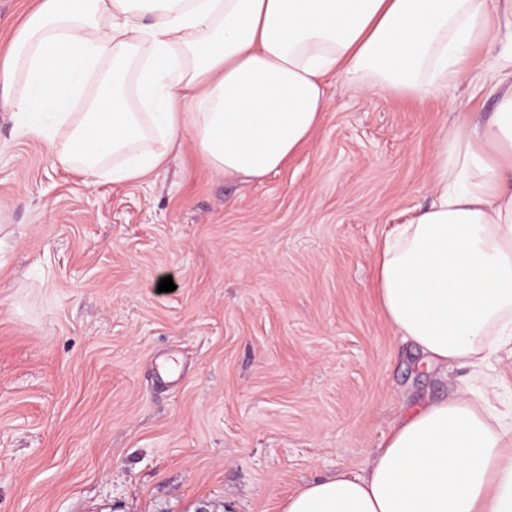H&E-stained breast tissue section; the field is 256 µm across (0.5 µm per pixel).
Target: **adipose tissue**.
<instances>
[{"label": "adipose tissue", "instance_id": "1", "mask_svg": "<svg viewBox=\"0 0 512 512\" xmlns=\"http://www.w3.org/2000/svg\"><path fill=\"white\" fill-rule=\"evenodd\" d=\"M487 0H38L0 58V101L52 161L126 184L190 142L228 181H259L305 145L333 75L423 100L493 39ZM483 125L431 154V200L375 258L402 341L471 383L408 410L362 473L289 495L282 512H512V421L494 364L512 353V57Z\"/></svg>", "mask_w": 512, "mask_h": 512}]
</instances>
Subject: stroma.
Listing matches in <instances>:
<instances>
[{
  "label": "stroma",
  "instance_id": "35a3bbf8",
  "mask_svg": "<svg viewBox=\"0 0 512 512\" xmlns=\"http://www.w3.org/2000/svg\"><path fill=\"white\" fill-rule=\"evenodd\" d=\"M506 50L474 49L444 100L329 77L313 139L250 183L185 145L89 185L0 104V512H282L454 392L464 370L426 371L385 320L373 262L430 201L437 131L493 112Z\"/></svg>",
  "mask_w": 512,
  "mask_h": 512
}]
</instances>
